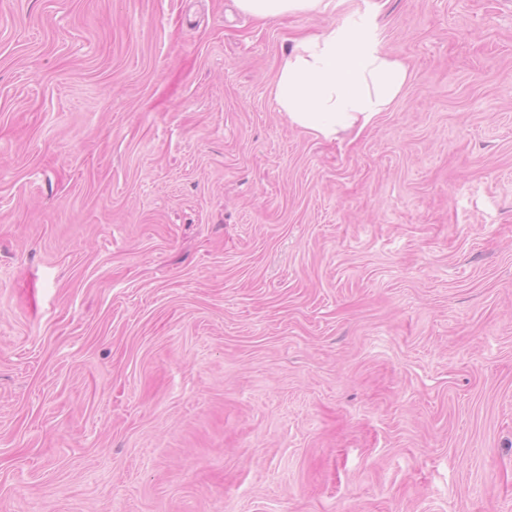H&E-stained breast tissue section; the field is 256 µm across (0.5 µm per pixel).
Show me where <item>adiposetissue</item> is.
<instances>
[{
    "label": "adipose tissue",
    "instance_id": "obj_1",
    "mask_svg": "<svg viewBox=\"0 0 512 512\" xmlns=\"http://www.w3.org/2000/svg\"><path fill=\"white\" fill-rule=\"evenodd\" d=\"M237 2L242 11L261 20L323 6V0ZM409 80L406 64L378 50L363 30L331 26L288 52L274 95L292 126L333 140L372 126L399 100Z\"/></svg>",
    "mask_w": 512,
    "mask_h": 512
}]
</instances>
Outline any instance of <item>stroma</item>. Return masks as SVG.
<instances>
[{"label":"stroma","mask_w":512,"mask_h":512,"mask_svg":"<svg viewBox=\"0 0 512 512\" xmlns=\"http://www.w3.org/2000/svg\"><path fill=\"white\" fill-rule=\"evenodd\" d=\"M325 2L0 0V512H512V0ZM240 9L260 20L275 19L289 13L321 10L323 0H237ZM409 80L406 64L378 50L363 30L331 26L288 52L274 95L292 126L334 140L372 126Z\"/></svg>","instance_id":"stroma-1"}]
</instances>
